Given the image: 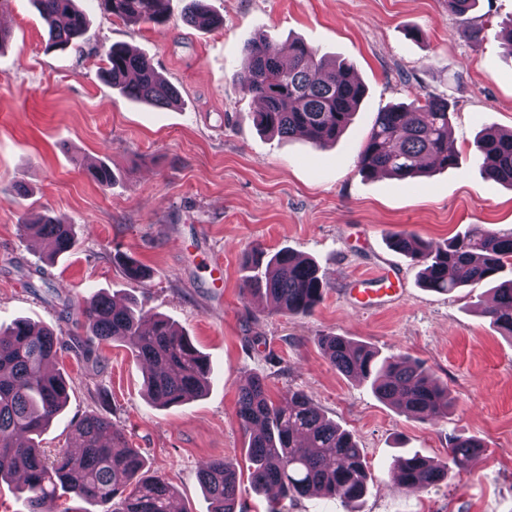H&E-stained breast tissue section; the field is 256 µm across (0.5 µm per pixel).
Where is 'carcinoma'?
I'll list each match as a JSON object with an SVG mask.
<instances>
[{
	"label": "carcinoma",
	"mask_w": 512,
	"mask_h": 512,
	"mask_svg": "<svg viewBox=\"0 0 512 512\" xmlns=\"http://www.w3.org/2000/svg\"><path fill=\"white\" fill-rule=\"evenodd\" d=\"M169 0H98L105 13L129 23L160 25L167 21ZM48 24L46 50L75 46L87 30L77 0H34ZM184 21L210 23L207 0H188ZM283 61L280 48L259 35L245 47V64L235 82L261 100L254 123L281 137L306 136L322 147L336 142L366 95L351 67L321 55L300 40ZM102 74L128 99L164 108L180 99L177 88L161 79L150 61L112 44ZM448 99L414 94L407 104L376 114L362 145L359 170L364 175L415 178L425 162L441 168L457 156L448 140ZM478 161L487 180L512 186V131H487L480 139ZM102 186L112 185V168L104 163L88 170ZM25 235L51 240L54 254L69 252L74 238L69 225L49 215L21 225ZM391 246L421 266L424 287L451 293L462 286H492L494 305L483 308L493 323L512 335V279L499 274L512 265V233L502 234L474 224L442 244L418 239L407 231L389 235ZM242 292L266 299L270 311L307 315L322 300L325 285L309 260L282 250L272 255L261 248L245 257ZM77 324L90 342H124L136 359L149 367L144 383L147 397L168 408L202 396L210 366L186 334L169 319L147 315L107 295H94L80 308ZM319 344L336 369L347 377L368 382L376 396L403 415L440 419L451 400L421 362L404 354L379 359L378 351L342 336H322ZM53 331L36 329L25 320L0 329V480L24 475L31 512H52V505L68 495L88 505L84 512H184L175 504L173 489L159 476H149L138 449L102 416L90 415L72 430L76 456H52L38 438L65 406L68 380L46 369L57 354ZM236 416L248 435L247 458L256 489L277 488L279 500L309 495L333 498L347 505L366 492V469L352 435L299 391L274 401L265 378L252 376L239 387ZM481 441L456 436L449 440L447 462L418 454L398 455L392 467L400 488L415 493L444 480L451 469L473 466L482 452ZM201 483L211 500V512H236L238 485L235 464L224 458L206 460Z\"/></svg>",
	"instance_id": "1"
}]
</instances>
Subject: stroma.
Masks as SVG:
<instances>
[{"label":"stroma","instance_id":"1","mask_svg":"<svg viewBox=\"0 0 512 512\" xmlns=\"http://www.w3.org/2000/svg\"><path fill=\"white\" fill-rule=\"evenodd\" d=\"M209 4L222 26L184 22L185 0H170L160 26L128 24L96 0H79L89 22L80 48L51 52L32 0H9L0 13L9 32L0 46V327L25 318L52 328L60 339L53 366L71 386L42 448L70 450L74 425L97 414L187 512H210L199 470L212 457L237 467V512H270L274 493L250 484L248 438L235 414L239 386L258 375L272 397L300 391L349 430L369 474L353 507L307 496L286 512H512V336L478 313L477 303L492 299L486 284L450 294L422 288L418 265L388 243L393 231L433 243L473 224L512 232V188L487 181L476 160L485 129L512 130V51L503 38L512 0H478L463 17L446 0ZM470 27L481 28L480 41L467 38ZM258 35L283 47L302 40L349 64L364 84L335 144L256 127L259 105L233 76ZM115 43L149 58L179 89V103H135L104 81L102 58ZM416 93L452 102L456 163L406 181L360 173L358 153L377 112ZM100 160L114 174L106 188L87 177ZM43 212L71 224L69 253L51 256L45 242L22 235V218ZM255 247L316 263L325 294L309 315L271 313L244 297L242 262ZM128 258L148 266L150 278L129 281ZM382 273L388 288L359 292L360 279ZM97 293L175 321L210 363L205 395L164 409L146 396V369L127 344L83 356L81 330L60 304ZM332 334L422 361L448 387L447 418L405 417L341 374L318 342ZM453 436L483 442L478 462L402 492L394 456L447 460Z\"/></svg>","mask_w":512,"mask_h":512}]
</instances>
